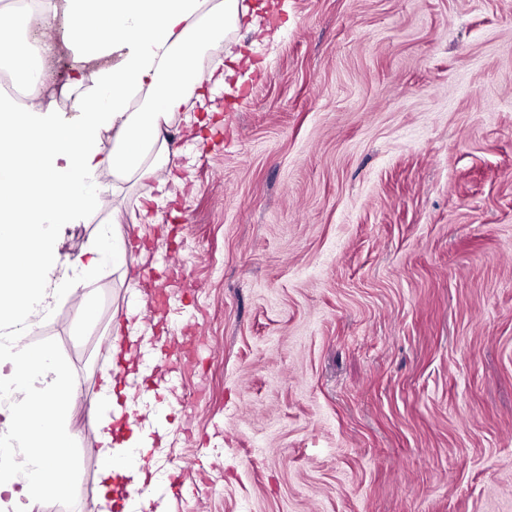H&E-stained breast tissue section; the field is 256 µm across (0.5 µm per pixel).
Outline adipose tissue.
Returning a JSON list of instances; mask_svg holds the SVG:
<instances>
[{"label":"adipose tissue","instance_id":"ef3b65f1","mask_svg":"<svg viewBox=\"0 0 512 512\" xmlns=\"http://www.w3.org/2000/svg\"><path fill=\"white\" fill-rule=\"evenodd\" d=\"M40 9L47 21L62 19L69 34L91 30L97 39L85 44L77 59L79 79L90 88L77 97L75 118L59 119L52 101L39 95L23 106L0 97V324L5 327L0 364L12 368L0 375V388L15 397L9 435L35 451L23 478L0 466V491L20 485V512H31L45 488L68 492L72 475L58 461L75 447L70 422L78 399L63 361L27 337L103 262L120 267L126 255L125 235L113 225L96 257L64 266L60 277L49 281L46 269L57 258L45 226L76 221L96 208V174L103 167L123 180H149V193L168 195L170 178L163 170L176 151L164 129L205 85L224 83L225 71L203 69L200 57L249 12L243 0H40ZM0 41L9 45L18 73L43 72L48 44L31 43L9 29L0 30ZM116 48L126 52L119 67L93 68V61ZM138 94L144 104L130 111V100ZM103 126L115 131L108 152L99 140ZM63 150L71 155L64 165L58 162ZM100 380L94 417L102 463L100 505L109 512L113 477L141 484L142 474L127 459L131 449L150 447L151 440L147 430L137 429L128 440L115 441L114 416L125 413L137 420L147 412L145 400L118 402L109 370H102Z\"/></svg>","mask_w":512,"mask_h":512}]
</instances>
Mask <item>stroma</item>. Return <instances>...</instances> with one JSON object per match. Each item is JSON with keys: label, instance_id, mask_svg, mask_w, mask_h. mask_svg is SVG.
I'll return each instance as SVG.
<instances>
[{"label": "stroma", "instance_id": "obj_1", "mask_svg": "<svg viewBox=\"0 0 512 512\" xmlns=\"http://www.w3.org/2000/svg\"><path fill=\"white\" fill-rule=\"evenodd\" d=\"M245 2L243 63L174 121L169 196L103 167V205L46 227L63 262L115 223L130 247L33 330L82 395L79 478L33 512H86L133 310L198 339L176 376L125 378L194 512H512V0Z\"/></svg>", "mask_w": 512, "mask_h": 512}]
</instances>
